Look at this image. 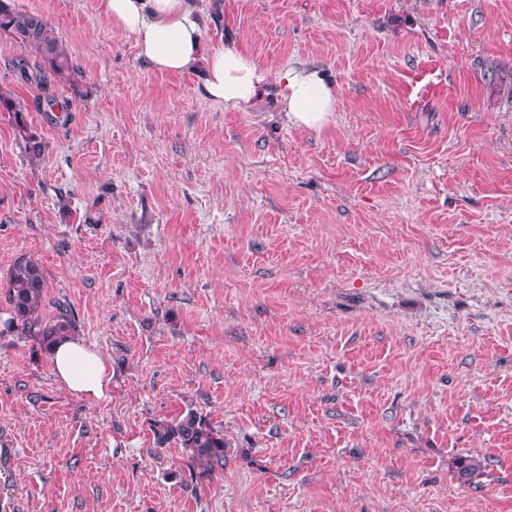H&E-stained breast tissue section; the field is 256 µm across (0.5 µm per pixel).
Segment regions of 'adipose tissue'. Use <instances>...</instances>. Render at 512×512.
Instances as JSON below:
<instances>
[{"label":"adipose tissue","mask_w":512,"mask_h":512,"mask_svg":"<svg viewBox=\"0 0 512 512\" xmlns=\"http://www.w3.org/2000/svg\"><path fill=\"white\" fill-rule=\"evenodd\" d=\"M99 9L133 37L139 56L155 70L202 69L207 97L225 108L252 102L273 82L267 69L233 44L203 48L194 0H99ZM275 82L278 107L291 125L319 132L332 123L336 87L321 69L291 64ZM52 360L57 380L69 392L90 402L105 397L112 374L97 350L69 338L54 347Z\"/></svg>","instance_id":"adipose-tissue-1"}]
</instances>
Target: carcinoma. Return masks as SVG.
Returning <instances> with one entry per match:
<instances>
[{"label":"carcinoma","mask_w":512,"mask_h":512,"mask_svg":"<svg viewBox=\"0 0 512 512\" xmlns=\"http://www.w3.org/2000/svg\"><path fill=\"white\" fill-rule=\"evenodd\" d=\"M0 33L7 34L19 47L35 54L34 60L26 57L16 62L20 77L27 83L44 85L52 76L59 82L70 79L74 66L67 48L56 36L49 21L41 14L20 11L8 0H0ZM0 108L14 114V127L25 142L26 152L33 158L44 153L41 138L27 125L23 116L25 106L0 96ZM46 282L40 265L27 258H20L10 268L6 280V295L12 311L0 335L22 331L39 337L45 353H52L53 346L78 332L75 317L61 309L51 320L40 317V307L45 294ZM161 445L174 443L183 448L191 463L204 467V473L224 470V434L215 429L203 415L190 410L155 430ZM456 473L465 482L484 474L486 464L473 456L456 459Z\"/></svg>","instance_id":"obj_1"}]
</instances>
